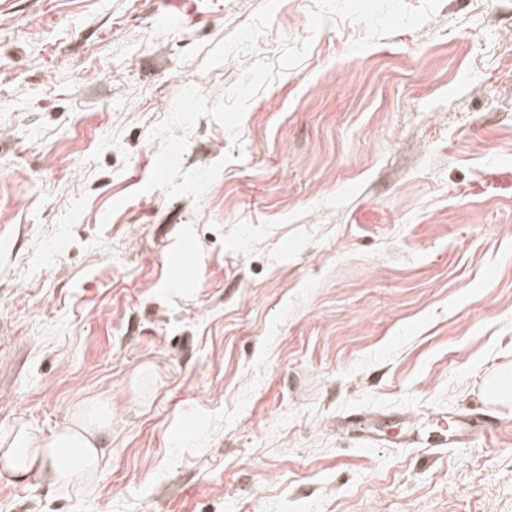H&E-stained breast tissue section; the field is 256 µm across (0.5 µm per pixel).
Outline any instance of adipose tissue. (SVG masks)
<instances>
[{
    "label": "adipose tissue",
    "instance_id": "1",
    "mask_svg": "<svg viewBox=\"0 0 512 512\" xmlns=\"http://www.w3.org/2000/svg\"><path fill=\"white\" fill-rule=\"evenodd\" d=\"M111 431L112 408L102 400L83 406L74 421L45 437L19 426L0 436V479L20 481L35 471L56 488L78 479L93 484L104 460L100 439Z\"/></svg>",
    "mask_w": 512,
    "mask_h": 512
}]
</instances>
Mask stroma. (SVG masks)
Segmentation results:
<instances>
[{
    "instance_id": "35a3bbf8",
    "label": "stroma",
    "mask_w": 512,
    "mask_h": 512,
    "mask_svg": "<svg viewBox=\"0 0 512 512\" xmlns=\"http://www.w3.org/2000/svg\"><path fill=\"white\" fill-rule=\"evenodd\" d=\"M314 7L0 0V435L112 404L93 490L0 480V512H512V406L468 448L434 425L512 366V0L356 54ZM307 38L239 138L199 118L200 202L144 191L181 89ZM358 411L418 445L364 447ZM163 258L172 268L191 269L199 264L198 256L191 249L189 241L176 249L166 251Z\"/></svg>"
}]
</instances>
